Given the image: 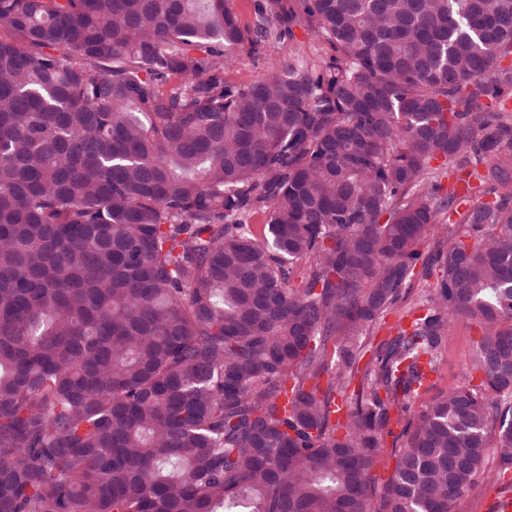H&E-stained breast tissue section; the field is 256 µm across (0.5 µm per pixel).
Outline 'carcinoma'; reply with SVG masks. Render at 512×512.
Listing matches in <instances>:
<instances>
[{
	"label": "carcinoma",
	"instance_id": "1",
	"mask_svg": "<svg viewBox=\"0 0 512 512\" xmlns=\"http://www.w3.org/2000/svg\"><path fill=\"white\" fill-rule=\"evenodd\" d=\"M301 6L0 0V512H454L512 472V0ZM304 21L326 69L224 81ZM458 319L478 383L414 412ZM435 275L436 274L427 280L422 278V276L415 279L413 288H411L409 294L380 319L378 328L376 329L377 343L386 338H392L398 333L397 327H407L416 315L423 313L419 310L418 303L423 300L427 294L429 290V288H427L428 284L435 282ZM391 441L392 438L387 439V452L383 460L379 462L373 470V474L375 476V484L370 500L374 505H376L379 500L383 483L388 479L393 471V460L390 459Z\"/></svg>",
	"mask_w": 512,
	"mask_h": 512
}]
</instances>
